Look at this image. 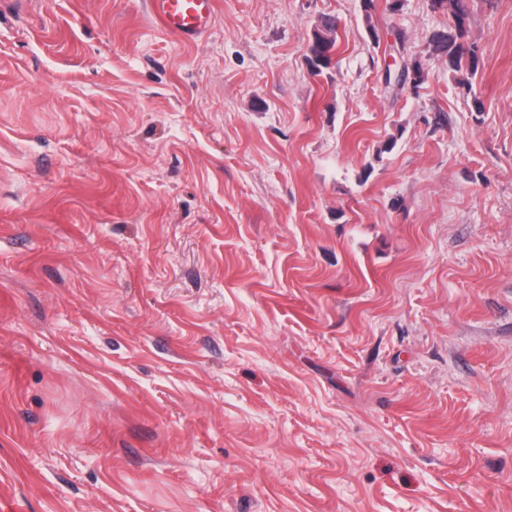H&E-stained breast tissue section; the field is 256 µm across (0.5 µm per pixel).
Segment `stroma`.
<instances>
[{
    "mask_svg": "<svg viewBox=\"0 0 512 512\" xmlns=\"http://www.w3.org/2000/svg\"><path fill=\"white\" fill-rule=\"evenodd\" d=\"M375 4L0 0V500L512 512V0ZM213 4L214 0H152L151 10L164 30L195 41L211 23ZM466 0H431L433 10L448 12L447 32H438L431 38L433 51L448 61V68L456 73L455 81L459 85L469 86L470 79L476 74L479 61L476 46H469L464 39L467 36L468 13ZM338 22L333 17H324L313 31L309 44L307 62L313 75H320L330 68L338 43Z\"/></svg>",
    "mask_w": 512,
    "mask_h": 512,
    "instance_id": "1",
    "label": "stroma"
}]
</instances>
